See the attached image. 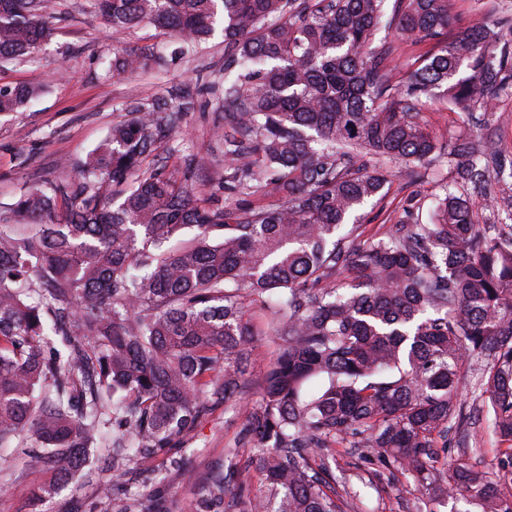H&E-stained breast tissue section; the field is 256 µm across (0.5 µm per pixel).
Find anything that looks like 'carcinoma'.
I'll return each mask as SVG.
<instances>
[{
  "label": "carcinoma",
  "mask_w": 512,
  "mask_h": 512,
  "mask_svg": "<svg viewBox=\"0 0 512 512\" xmlns=\"http://www.w3.org/2000/svg\"><path fill=\"white\" fill-rule=\"evenodd\" d=\"M88 0L114 28L153 26L188 52L224 36V192L232 208L196 197L202 160L180 174L158 151L197 106L199 88L128 104V119L69 182L26 189L0 208V449L21 448L58 495L103 449L148 467L157 488L188 471L169 454L214 404L246 388L253 330L248 299L272 310L276 356L247 415L267 493L241 512H345L326 476L330 443L358 438L362 457L420 492L477 512H512V487L462 449L448 424L467 364L483 359L487 428L508 445L512 484V241L481 232L464 194L487 190L493 151L471 136L443 145L417 118L423 97L473 115L512 89V40L480 20L443 40L448 0ZM56 0H0V64L54 34ZM435 41L406 81H393L379 29ZM160 57L119 49L123 76ZM39 89L0 85V112ZM408 165L447 160L429 224H395L364 241L345 230L387 175L354 156ZM125 186L108 197L101 184ZM275 198L254 206L249 197ZM69 204L58 218L56 201ZM192 242L168 244L186 228ZM348 273L342 288L336 275ZM248 464L232 449L198 487L195 512H234L228 484Z\"/></svg>",
  "instance_id": "cac0c4a2"
}]
</instances>
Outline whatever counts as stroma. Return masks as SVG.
<instances>
[{"label": "stroma", "mask_w": 512, "mask_h": 512, "mask_svg": "<svg viewBox=\"0 0 512 512\" xmlns=\"http://www.w3.org/2000/svg\"><path fill=\"white\" fill-rule=\"evenodd\" d=\"M57 2L62 19L54 39L37 54L0 66V85L28 84L41 90L31 104L0 114V203L11 202L24 188L75 179L86 155L103 142L113 124L125 120L126 104L165 94L183 82L199 84V105L161 148L160 158L171 172L179 169L184 156L203 158L196 175L198 197L218 205L231 203V196L222 188L224 153L216 138L217 128L224 125L223 38L214 37L200 53L174 58L168 38L154 28L116 30L90 13L85 0ZM448 12L451 24L446 36L450 39L459 28L485 16L503 18L505 28H512V0H448ZM117 47L150 49L166 61L162 68L118 78L108 69ZM418 110L421 123L441 143L477 134L497 154L512 158V94L503 93L477 126L463 124L460 112L438 96L423 99ZM381 167L388 173L385 197L369 201L354 217L366 237L384 224H408L415 218L429 222L438 198L453 182L442 160L413 172L396 162L385 161ZM507 200L512 201V179L493 183L490 195H472L470 204L479 224L508 237L512 220L502 207ZM244 311L257 333L247 367L249 388L233 406L216 407L176 445L175 454L189 455L193 475L168 474L164 490L167 512H193L197 480L223 462L226 449H237L245 460L254 455L240 432L248 410L260 399L261 382L275 344L264 333V311L251 303L245 304ZM479 376V368H472L461 390L465 419L449 431L448 452L480 449L478 461L484 466L496 462L498 442L479 411ZM94 464L93 480H76L72 488L47 503L48 512H117V501L105 499L101 493L112 484L149 500L153 485L145 476H116L111 456L104 453L95 457ZM336 466L346 474L349 512H414V494L405 485L380 477V465L361 460L349 444L337 445ZM49 479L48 473L26 468L22 458L0 461V512H31L33 494Z\"/></svg>", "instance_id": "35a3bbf8"}]
</instances>
